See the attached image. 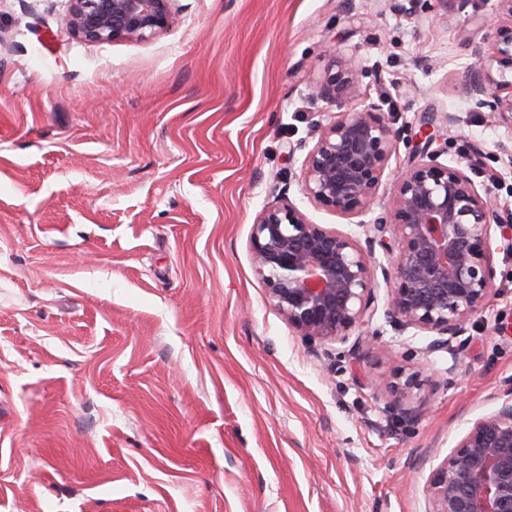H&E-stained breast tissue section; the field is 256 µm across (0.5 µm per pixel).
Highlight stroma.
<instances>
[{
  "mask_svg": "<svg viewBox=\"0 0 512 512\" xmlns=\"http://www.w3.org/2000/svg\"><path fill=\"white\" fill-rule=\"evenodd\" d=\"M69 8L0 0V512H425L512 378V250L458 361L395 330L382 285L356 364L288 325L250 239L284 195L349 229L301 191L334 50L407 141L435 116L512 225V122L465 78L496 0H175L169 30L109 43ZM398 367L438 375L412 427L386 411Z\"/></svg>",
  "mask_w": 512,
  "mask_h": 512,
  "instance_id": "1",
  "label": "stroma"
}]
</instances>
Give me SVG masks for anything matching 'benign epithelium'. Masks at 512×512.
<instances>
[{
  "label": "benign epithelium",
  "instance_id": "1",
  "mask_svg": "<svg viewBox=\"0 0 512 512\" xmlns=\"http://www.w3.org/2000/svg\"><path fill=\"white\" fill-rule=\"evenodd\" d=\"M68 26L89 43L141 41L168 30L175 0H71ZM502 24L474 70L469 93L493 120L512 116V0H497ZM361 72L354 58L333 57L312 95L339 105L303 163L302 190L318 207L351 220L373 211L400 134L361 108ZM432 123L422 124V147L396 177L394 194L371 224L342 232L309 220L285 198L263 208L251 235L252 263L269 297L310 347L347 343L350 331L372 322L375 246L388 288L385 316L399 331L415 329L433 339L426 356L450 355L453 371L465 343L459 337L482 315L495 293L492 243L512 244V226L501 224L487 190L467 170L439 161L429 150ZM419 373L397 370L387 382L394 394L388 411L417 424L420 405L404 402ZM497 407L479 417L426 482V512H512V379Z\"/></svg>",
  "mask_w": 512,
  "mask_h": 512
}]
</instances>
